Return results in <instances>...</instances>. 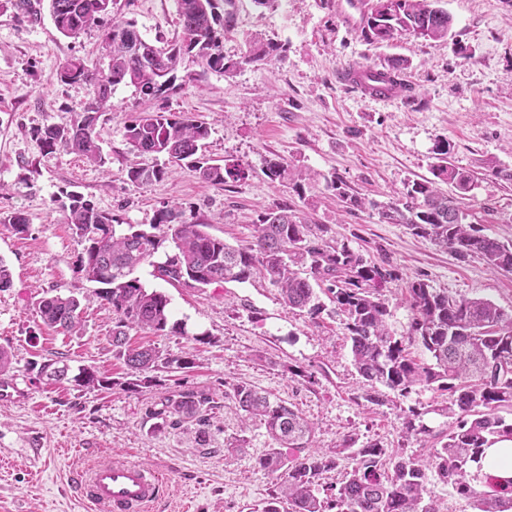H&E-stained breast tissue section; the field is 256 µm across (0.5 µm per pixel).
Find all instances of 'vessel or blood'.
<instances>
[{
    "label": "vessel or blood",
    "mask_w": 512,
    "mask_h": 512,
    "mask_svg": "<svg viewBox=\"0 0 512 512\" xmlns=\"http://www.w3.org/2000/svg\"><path fill=\"white\" fill-rule=\"evenodd\" d=\"M366 0H336V15L348 29H356L364 16ZM342 82L356 87L374 99L394 100L403 93L402 85L379 80L375 67L352 65L342 69ZM81 497L101 512H144L163 490L157 470L140 462L110 458L97 464L78 483Z\"/></svg>",
    "instance_id": "obj_1"
}]
</instances>
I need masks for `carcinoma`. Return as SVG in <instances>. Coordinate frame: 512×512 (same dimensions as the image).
Wrapping results in <instances>:
<instances>
[{
	"label": "carcinoma",
	"instance_id": "1",
	"mask_svg": "<svg viewBox=\"0 0 512 512\" xmlns=\"http://www.w3.org/2000/svg\"><path fill=\"white\" fill-rule=\"evenodd\" d=\"M49 2L56 28L66 36H76L99 26L115 0ZM234 2L176 0L181 34L158 44L147 40L135 22L112 17L101 43L109 58L108 74L90 70L77 57L60 64L57 79L85 83L91 98L72 124L36 131L40 147L48 152L63 149L101 167L105 158L95 127L103 112L115 109L111 98L116 86L131 84L147 97L161 98L180 83L237 67L225 60L223 50L224 36L235 28ZM452 27L453 18L441 0H374L362 34L373 42H389L402 34L436 41L448 38ZM281 51L283 46L278 43H259L243 62H267ZM185 59L198 64L201 71L178 76ZM208 136L204 122L185 114L145 112L133 118L125 125L130 151L165 156L168 165L132 167L128 178L148 185L167 176L170 167L186 164L212 185L246 179L248 171L240 165L212 164L204 158L202 148ZM451 151L448 139H438L433 148V178L407 184L402 197L382 207L380 216L390 224L407 225L413 235L451 252L461 262L477 257L492 270L511 272L512 246L484 233L453 196L437 187L444 182L467 192L474 185V172L453 165ZM264 174L272 181L292 182L297 193L303 189V175H293L279 159L267 160ZM324 181L347 211L363 207L362 198L344 181L334 176ZM69 198L66 223L86 243L81 271L87 281L98 285L96 297L118 316L112 347L131 375L136 377L161 363L178 369L192 365L186 353L163 358L149 346L132 347L127 341L129 329L161 335L168 327L170 300L161 292L147 290L134 273L170 241L177 253L157 267L158 276L168 282L244 283L259 274L278 290L286 306L312 316L322 308L314 287H326L342 317L353 364L370 387L366 394L370 403H383L382 387L402 397L416 387L448 392V401L438 411L458 416V425L437 438L428 458L389 461L380 444L370 443L358 450L356 467L336 495L325 501L319 497L318 479L336 466V459L318 452L298 454L309 447L312 426L282 400L244 383L233 385L231 396L238 407L247 418L263 421L274 442V447L256 459L254 468L280 479L291 512H439L429 495L431 474L472 501L475 512H512V495L500 493L495 483H490L492 491L481 493L465 479L467 470L479 464L484 448L497 440H512V423L499 415L512 409V312L489 299L450 297L447 291L416 279L406 288L411 321L406 334L397 338L387 328L390 309L380 293L391 271L328 238L325 225L305 223L286 201L259 215L252 241L232 246L205 231V225L188 220L175 203L159 208L149 227L131 224L118 234L114 229L118 218L79 193ZM303 264L309 268L306 276L298 269ZM81 312V301L74 296L54 294L39 301L42 323L63 333L80 330ZM415 342L429 354L430 362H419L410 355L408 346ZM68 374L69 366L60 359H49L37 369L38 377L51 381L66 380ZM70 379L84 387L107 384L88 368L78 369ZM211 403L207 394L180 391L165 398L163 410L155 416L197 418Z\"/></svg>",
	"mask_w": 512,
	"mask_h": 512
}]
</instances>
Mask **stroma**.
Wrapping results in <instances>:
<instances>
[{
    "instance_id": "stroma-1",
    "label": "stroma",
    "mask_w": 512,
    "mask_h": 512,
    "mask_svg": "<svg viewBox=\"0 0 512 512\" xmlns=\"http://www.w3.org/2000/svg\"><path fill=\"white\" fill-rule=\"evenodd\" d=\"M334 0H277L256 7L236 0V26L224 39V57L236 62L226 73H208L150 99L131 85L116 86L113 111L99 119L105 163L94 166L75 154L41 150L37 129L67 126L82 112L90 89L56 79L71 57L107 73L98 50L103 28L62 35L49 0L28 8H0V259L13 285L0 290V348L13 370L0 382V512H90L71 482L96 461L126 456L160 471L166 488L149 512H257L278 491L276 479L255 470L256 458L273 442L263 423L248 421L230 396L244 382L298 410L314 428L311 448L337 454L338 466L323 473L321 488L341 484L356 463L355 450L370 442L387 453L410 457L425 448L424 436L406 434L409 408L420 424L447 432L456 418L438 413L439 391L415 388L407 396L385 392L382 405L363 398L334 303L321 296L317 317L289 309L262 278L204 289L170 283L155 267L174 254L166 244L136 271L147 290L170 300L175 330L157 335L133 329L132 344L152 345L164 355L190 354L186 370L157 368L132 379L113 353L117 320L93 295L94 283L80 270L84 245L65 224L69 192H77L126 224H151L163 203H179L188 220L237 245L250 241L261 212L288 202L311 224L328 225L331 238L378 263L389 259L398 273L382 296L391 310L389 327L405 334L411 309L408 281L429 280L449 295L492 300L512 311V272H495L482 260L462 263L415 237L402 224L379 215L408 182L430 175L433 148L448 138L452 161L478 178L461 205L486 233L512 243V185L497 181L490 165L512 169V0H442L453 18L444 41L408 35L367 42L347 30ZM116 11L135 22L148 40H172L179 27L175 0H117ZM283 45L270 62L243 64L254 42ZM410 62L405 79L414 101L372 100L337 82L339 68ZM143 112L188 114L207 123V159L241 165L246 180L214 186L190 167H173L165 179L139 185L130 167L161 166L160 155H136L125 140V123ZM282 158L295 170L320 173L319 181L294 192L287 181L269 180L266 160ZM336 176L367 201L345 211L325 179ZM24 214L27 234L8 219ZM82 302L80 333L63 335L43 325L37 302L46 292ZM63 358L72 368L89 367L106 387L37 379L33 363ZM209 394L214 406L205 424L185 419L153 420L173 391ZM355 445L342 449L343 439ZM244 447L226 463L230 444Z\"/></svg>"
}]
</instances>
